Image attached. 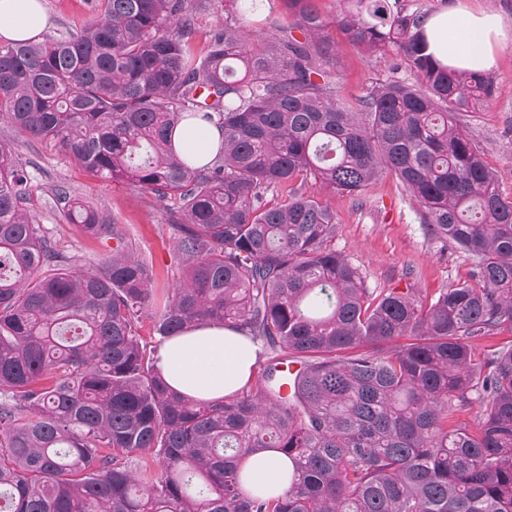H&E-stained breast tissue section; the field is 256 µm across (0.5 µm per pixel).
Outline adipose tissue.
<instances>
[{
  "label": "adipose tissue",
  "mask_w": 512,
  "mask_h": 512,
  "mask_svg": "<svg viewBox=\"0 0 512 512\" xmlns=\"http://www.w3.org/2000/svg\"><path fill=\"white\" fill-rule=\"evenodd\" d=\"M42 0H0V39L7 42L38 40L47 27ZM427 51L442 66L477 72L491 71L496 48L512 38L500 15L473 14L460 6L427 16L423 24ZM183 156L201 164L218 154L220 131L203 121L182 124L175 133ZM258 347L240 330L204 324L164 341L157 366L174 390L201 401L231 395L252 378ZM242 486L247 492L265 487L276 496L288 487V462L278 453L250 456Z\"/></svg>",
  "instance_id": "adipose-tissue-1"
}]
</instances>
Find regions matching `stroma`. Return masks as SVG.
Returning a JSON list of instances; mask_svg holds the SVG:
<instances>
[{"instance_id": "stroma-1", "label": "stroma", "mask_w": 512, "mask_h": 512, "mask_svg": "<svg viewBox=\"0 0 512 512\" xmlns=\"http://www.w3.org/2000/svg\"><path fill=\"white\" fill-rule=\"evenodd\" d=\"M458 3L468 12L502 16L512 28V0H401L407 12L436 13ZM97 0H45L48 37L76 32L94 13ZM336 91L344 100L362 95L375 79L391 76L395 53L368 55L344 38H336ZM495 92L479 111L460 117L463 128L484 150V158L497 176L501 191L512 197V42L499 48L492 71ZM0 139L13 142L19 163L32 175L34 212L51 239L77 263L93 267L111 255V236L88 238L66 224L55 206V191L89 201L106 218L119 224L139 259L157 274L155 299H163L180 277L174 253L175 230L167 222L163 205L147 191L89 176L69 157L44 142L17 138L13 128L0 122ZM302 191L317 195L336 217L333 246L359 267L367 288L385 292L414 289L428 300L452 285L472 283L473 265L457 245L433 236L421 224L418 205L391 175L368 188L362 203L305 181Z\"/></svg>"}]
</instances>
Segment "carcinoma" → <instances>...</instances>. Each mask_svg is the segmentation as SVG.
Here are the masks:
<instances>
[{
  "label": "carcinoma",
  "instance_id": "1",
  "mask_svg": "<svg viewBox=\"0 0 512 512\" xmlns=\"http://www.w3.org/2000/svg\"><path fill=\"white\" fill-rule=\"evenodd\" d=\"M277 1L304 40L246 39L237 16ZM230 2L200 53L205 0H101L67 38L0 45V120L149 191L185 273L154 306L153 271L117 225L60 189L67 223L116 240L99 266L73 262L0 140V512H512V340L479 357L471 344L512 330V198L457 120L490 101L493 77L425 54L424 15L399 0H346L345 38L393 49L413 75L349 102L315 0ZM198 116L221 132L203 166L173 143ZM386 173L468 254L475 284L428 304L370 292L331 246V211L293 186L359 201ZM278 184L288 198L269 205ZM206 323L245 332L266 360L240 392L200 402L156 353ZM472 404L477 427L448 430ZM264 450L288 457L290 485L248 496L242 462Z\"/></svg>",
  "mask_w": 512,
  "mask_h": 512
}]
</instances>
